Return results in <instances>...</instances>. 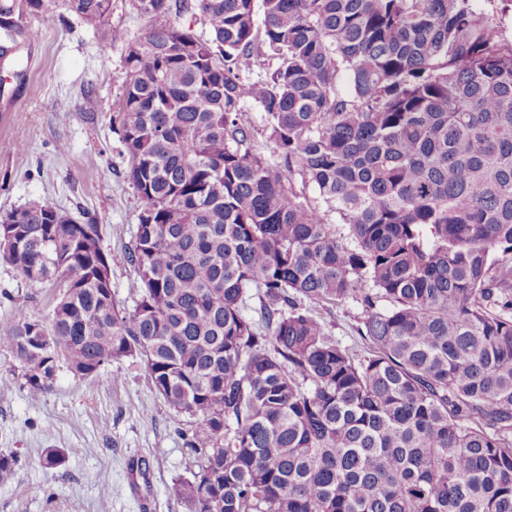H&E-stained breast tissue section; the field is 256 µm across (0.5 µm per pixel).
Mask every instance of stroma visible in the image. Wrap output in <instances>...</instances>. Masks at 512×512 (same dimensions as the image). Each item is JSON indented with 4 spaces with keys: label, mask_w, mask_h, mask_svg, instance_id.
<instances>
[{
    "label": "stroma",
    "mask_w": 512,
    "mask_h": 512,
    "mask_svg": "<svg viewBox=\"0 0 512 512\" xmlns=\"http://www.w3.org/2000/svg\"><path fill=\"white\" fill-rule=\"evenodd\" d=\"M32 24L38 40L0 67V214L46 199L98 224L104 250L124 252L142 207L112 125L125 48L106 46L102 31L66 12L62 0H46ZM51 300L49 284L0 264V318L45 315ZM362 317L352 300L321 312L328 334L347 348L358 345ZM14 366L0 350V453L18 461L0 481V512H187L168 487L199 470L193 419L158 396L141 360L112 363L92 382L60 372L35 399ZM48 448L63 457L57 468L42 465Z\"/></svg>",
    "instance_id": "1"
}]
</instances>
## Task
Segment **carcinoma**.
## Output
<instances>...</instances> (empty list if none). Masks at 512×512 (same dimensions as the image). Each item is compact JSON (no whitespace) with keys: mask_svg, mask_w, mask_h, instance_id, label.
Returning a JSON list of instances; mask_svg holds the SVG:
<instances>
[{"mask_svg":"<svg viewBox=\"0 0 512 512\" xmlns=\"http://www.w3.org/2000/svg\"><path fill=\"white\" fill-rule=\"evenodd\" d=\"M489 3L262 0L259 26L255 0H132L149 30L108 43L133 248L102 253L99 225L46 200L0 215V263L77 278L47 316L0 323L28 394L143 361L194 419L200 470L168 489L189 512H512V0ZM44 9L0 0V33L31 43ZM174 10L208 35L159 23ZM103 257L135 269L133 310ZM349 299L362 355L316 316ZM244 122L252 128L254 143L262 151H269V142L265 131L263 113L255 106H247L243 114Z\"/></svg>","mask_w":512,"mask_h":512,"instance_id":"obj_1","label":"carcinoma"}]
</instances>
